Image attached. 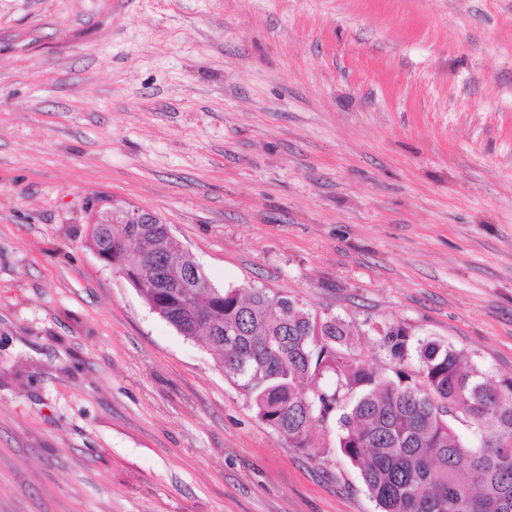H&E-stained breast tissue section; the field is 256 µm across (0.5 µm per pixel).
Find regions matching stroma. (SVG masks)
<instances>
[{
  "label": "stroma",
  "instance_id": "1",
  "mask_svg": "<svg viewBox=\"0 0 512 512\" xmlns=\"http://www.w3.org/2000/svg\"><path fill=\"white\" fill-rule=\"evenodd\" d=\"M512 377V0H0V512H377L84 244Z\"/></svg>",
  "mask_w": 512,
  "mask_h": 512
}]
</instances>
